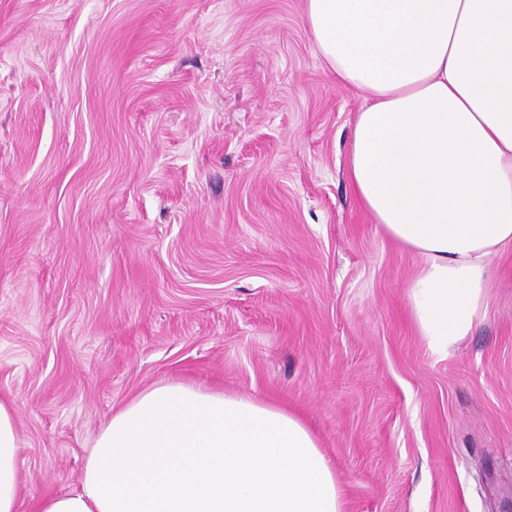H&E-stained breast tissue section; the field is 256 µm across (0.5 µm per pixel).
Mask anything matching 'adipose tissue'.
<instances>
[{
	"label": "adipose tissue",
	"mask_w": 512,
	"mask_h": 512,
	"mask_svg": "<svg viewBox=\"0 0 512 512\" xmlns=\"http://www.w3.org/2000/svg\"><path fill=\"white\" fill-rule=\"evenodd\" d=\"M309 37L360 92L347 176L384 234L418 255L413 319L445 356L485 313L488 259L512 245V0H304ZM17 407L0 396V512L22 494ZM33 512H344L302 419L184 382L116 410L78 486Z\"/></svg>",
	"instance_id": "adipose-tissue-1"
}]
</instances>
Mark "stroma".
<instances>
[{
    "label": "stroma",
    "instance_id": "stroma-1",
    "mask_svg": "<svg viewBox=\"0 0 512 512\" xmlns=\"http://www.w3.org/2000/svg\"><path fill=\"white\" fill-rule=\"evenodd\" d=\"M303 0H0V396L33 499L78 485L114 410L170 381L317 433L345 512L512 504V248L433 355L419 257L360 210L362 95Z\"/></svg>",
    "mask_w": 512,
    "mask_h": 512
}]
</instances>
